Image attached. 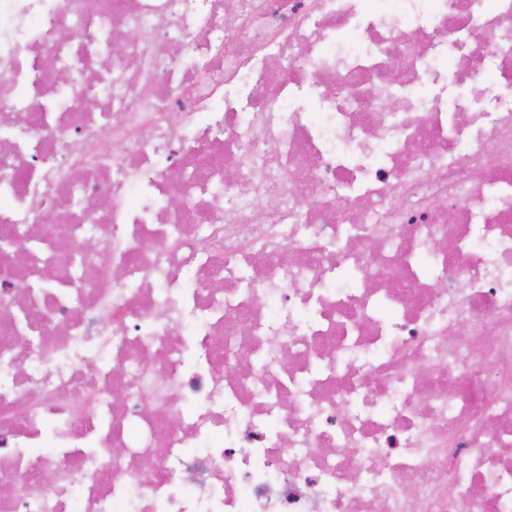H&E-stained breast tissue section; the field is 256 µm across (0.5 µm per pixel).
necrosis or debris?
Masks as SVG:
<instances>
[{
    "label": "necrosis or debris",
    "instance_id": "4bbe7bcc",
    "mask_svg": "<svg viewBox=\"0 0 512 512\" xmlns=\"http://www.w3.org/2000/svg\"><path fill=\"white\" fill-rule=\"evenodd\" d=\"M0 512H512V0H0Z\"/></svg>",
    "mask_w": 512,
    "mask_h": 512
}]
</instances>
